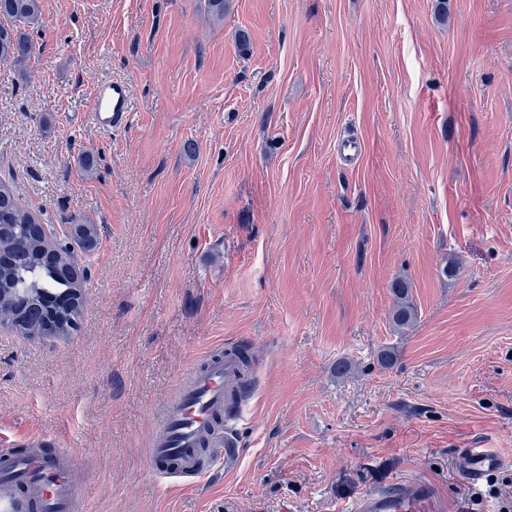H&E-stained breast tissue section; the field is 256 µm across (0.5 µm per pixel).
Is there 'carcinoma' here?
<instances>
[{"mask_svg": "<svg viewBox=\"0 0 512 512\" xmlns=\"http://www.w3.org/2000/svg\"><path fill=\"white\" fill-rule=\"evenodd\" d=\"M0 17L10 22H20L35 28L40 25V0H0ZM33 50L28 37L5 26H0V61L13 60L21 63ZM0 251L6 255V263L0 264V293H25L34 296L21 319L15 313L5 312L3 317L15 322L16 328L26 333H56L62 331L53 318L56 296H65L69 307L78 314L86 280L76 270L70 253L58 247L52 252V244L40 219L26 211L18 202L15 191L0 182ZM395 297L393 322L406 327L415 320V308L409 297V286L403 280L391 286Z\"/></svg>", "mask_w": 512, "mask_h": 512, "instance_id": "1", "label": "carcinoma"}]
</instances>
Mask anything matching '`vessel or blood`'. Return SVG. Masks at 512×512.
<instances>
[{
	"label": "vessel or blood",
	"mask_w": 512,
	"mask_h": 512,
	"mask_svg": "<svg viewBox=\"0 0 512 512\" xmlns=\"http://www.w3.org/2000/svg\"><path fill=\"white\" fill-rule=\"evenodd\" d=\"M130 110V89L123 80L98 82L91 117L99 130L110 134L126 128ZM240 375L237 358L221 351L204 355L185 373L177 393L158 410V427L148 455L153 475L171 483L206 477L199 465L200 446L209 440L216 414L231 404L232 388ZM240 458L236 438L225 433L213 462L223 463L229 472ZM503 465L492 450L472 448L462 459L461 474L475 487ZM0 512H83L69 452L62 448L46 454L36 449L22 458L0 457ZM350 512H448V504L427 480L402 478L366 491L353 502Z\"/></svg>",
	"instance_id": "vessel-or-blood-1"
}]
</instances>
